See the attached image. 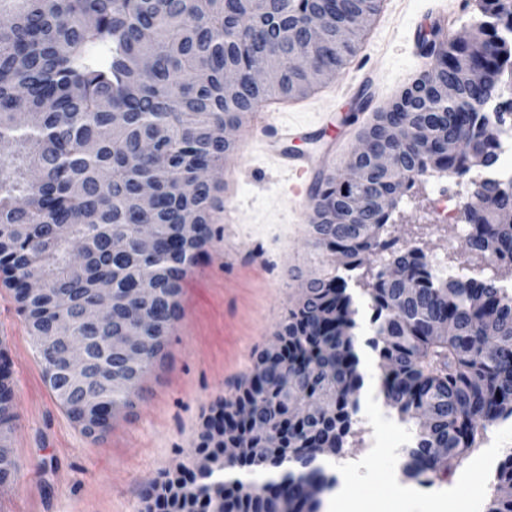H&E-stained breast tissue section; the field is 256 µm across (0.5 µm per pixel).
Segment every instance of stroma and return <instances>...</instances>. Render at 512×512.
<instances>
[{"mask_svg": "<svg viewBox=\"0 0 512 512\" xmlns=\"http://www.w3.org/2000/svg\"><path fill=\"white\" fill-rule=\"evenodd\" d=\"M432 11L452 17V38L473 32L480 20L473 0H384L348 68L285 112V120L317 131L316 139L295 148L311 154L322 175L345 168L375 112L423 73V59L412 53V34ZM367 70L378 79L369 109L361 86ZM329 131L340 138L326 158L320 136ZM236 140L215 179L223 201L215 220L221 237L188 271L211 313L196 315L193 294L181 291V315L162 358L141 381L134 407L116 416L99 438L84 435L52 393L14 294L0 284V351L10 364L17 415L9 446L22 471L17 483L0 487V512H140L161 472L190 463L203 415L251 374L259 353L273 344L277 325L297 304L303 283L326 264L308 233L311 197L293 191V177L269 149L266 132L250 123ZM391 237L397 247L418 246L427 261L458 266L464 275L485 264L465 250L455 225L436 224L424 180L406 193ZM377 378L374 371L364 376L365 431L330 459L332 470L354 471L363 512H431L463 481L477 493L462 512H487L497 468L482 464L477 453L424 490L404 475L418 425L386 405Z\"/></svg>", "mask_w": 512, "mask_h": 512, "instance_id": "35a3bbf8", "label": "stroma"}]
</instances>
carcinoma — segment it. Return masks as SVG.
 I'll return each mask as SVG.
<instances>
[{"instance_id":"obj_1","label":"carcinoma","mask_w":512,"mask_h":512,"mask_svg":"<svg viewBox=\"0 0 512 512\" xmlns=\"http://www.w3.org/2000/svg\"><path fill=\"white\" fill-rule=\"evenodd\" d=\"M382 0H0V269L16 288L45 281L38 294L18 296L30 333L44 337L42 366L56 365L57 295L68 296L69 336L87 342L94 371L112 373V387L93 384L70 393L71 409L96 400L97 417L111 425L133 407L135 390L161 356L179 318L181 284L214 237L221 207L213 184L192 195L180 186L219 169L236 148L224 128H239L271 99L296 100L340 74ZM487 20L466 41L426 40L431 66L384 110L364 137L371 152L348 165L365 175L358 185L338 175L322 179L312 197L309 234L341 266L310 278L299 304L275 332L276 349L256 360L248 386L205 419L193 456L216 462L210 472L190 465L163 474L146 512H319L311 494L330 488L319 463L323 449L341 451L356 434L363 378L356 349L355 294L350 285L364 255L388 254L364 283L373 314L379 390L402 417L415 419L407 476L433 479L475 447L479 422L512 417V295L494 276L441 278L420 249L392 250L389 220L414 177L426 172L463 176L488 166L498 138L491 126L512 117V106L491 114L512 74V0H479ZM296 53L309 67L290 64ZM279 70L274 84L254 73ZM239 87L224 94V72ZM454 95L448 96V88ZM465 149L448 151V142ZM385 153L391 168L372 155ZM163 178H158V166ZM154 186V205L138 198ZM479 209L464 207L465 248L512 268V191L495 184L474 189ZM200 225L186 238V218ZM152 224L156 245L141 250L137 228ZM154 269L151 295L140 292ZM112 284L105 325L81 319L92 288ZM152 336L156 346L131 362L110 347L114 336ZM288 391L277 389L285 371ZM332 396L316 414L292 405ZM12 389L0 365V433L15 418ZM240 449L224 462V448ZM280 472L251 488L230 472ZM497 494L487 512H512V453L497 468ZM20 479L11 456L0 457V486Z\"/></svg>"}]
</instances>
